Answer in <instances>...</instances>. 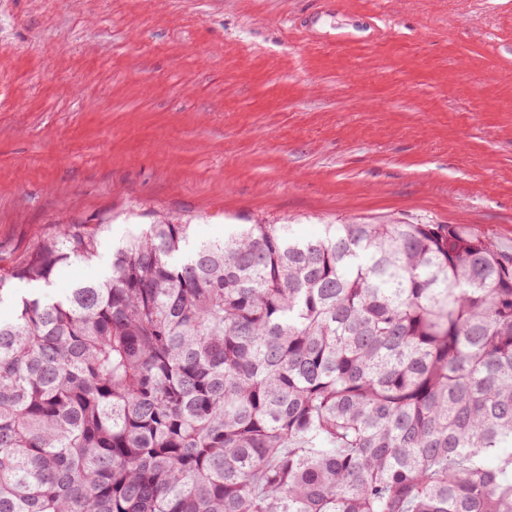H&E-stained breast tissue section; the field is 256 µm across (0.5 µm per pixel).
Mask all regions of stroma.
I'll return each instance as SVG.
<instances>
[{"mask_svg": "<svg viewBox=\"0 0 512 512\" xmlns=\"http://www.w3.org/2000/svg\"><path fill=\"white\" fill-rule=\"evenodd\" d=\"M465 224L512 252V0H0V277L62 226Z\"/></svg>", "mask_w": 512, "mask_h": 512, "instance_id": "1", "label": "stroma"}]
</instances>
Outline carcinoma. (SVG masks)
Returning a JSON list of instances; mask_svg holds the SVG:
<instances>
[{"label":"carcinoma","instance_id":"1","mask_svg":"<svg viewBox=\"0 0 512 512\" xmlns=\"http://www.w3.org/2000/svg\"><path fill=\"white\" fill-rule=\"evenodd\" d=\"M0 300V512H512V254L463 224H145Z\"/></svg>","mask_w":512,"mask_h":512}]
</instances>
